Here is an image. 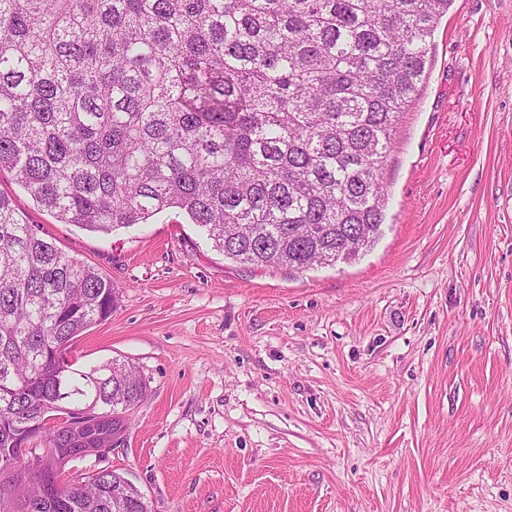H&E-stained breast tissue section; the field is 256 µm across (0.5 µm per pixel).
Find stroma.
I'll list each match as a JSON object with an SVG mask.
<instances>
[{
	"mask_svg": "<svg viewBox=\"0 0 512 512\" xmlns=\"http://www.w3.org/2000/svg\"><path fill=\"white\" fill-rule=\"evenodd\" d=\"M351 262L247 268L168 211L104 237L0 193L112 281L74 344L137 366L124 472L153 512H512V0H453Z\"/></svg>",
	"mask_w": 512,
	"mask_h": 512,
	"instance_id": "35a3bbf8",
	"label": "stroma"
}]
</instances>
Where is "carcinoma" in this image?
<instances>
[{"label":"carcinoma","instance_id":"cac0c4a2","mask_svg":"<svg viewBox=\"0 0 512 512\" xmlns=\"http://www.w3.org/2000/svg\"><path fill=\"white\" fill-rule=\"evenodd\" d=\"M452 0H0V172L63 224L110 235L177 210L248 267L356 259ZM118 289L0 193V459L36 437L64 484L0 468V512H151L115 470L67 479L82 418L124 441L147 383L73 341ZM69 421L38 435L47 408Z\"/></svg>","mask_w":512,"mask_h":512}]
</instances>
